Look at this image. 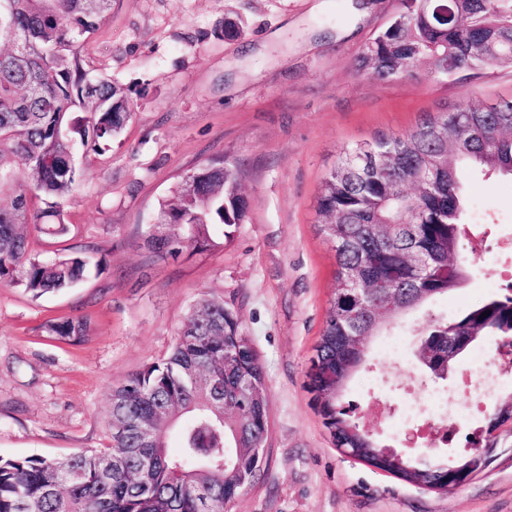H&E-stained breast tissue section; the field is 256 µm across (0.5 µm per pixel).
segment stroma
<instances>
[{
    "mask_svg": "<svg viewBox=\"0 0 512 512\" xmlns=\"http://www.w3.org/2000/svg\"><path fill=\"white\" fill-rule=\"evenodd\" d=\"M401 0H112L81 48L85 68L133 88L138 106L120 139L80 156L91 173L65 207L69 236L34 235L32 255L62 248L93 263L75 288L35 298L0 283V456L62 458L107 446L109 390L159 362L203 296L239 317L265 373L269 432L262 476L227 512H512V434L489 464L446 492L424 491L333 447L306 389V371L336 287L335 252L316 198L340 151L407 132L426 112L512 97V67L480 76L382 81L357 71L366 44ZM236 21L238 37L224 35ZM235 161L247 217L233 244L161 258L138 233L181 178L208 159ZM466 220L495 241L512 229V177L463 175ZM512 281L484 256L464 288L405 315L414 328L458 317ZM84 318L78 344L46 336L50 320ZM372 337L347 397L387 436L399 401L425 389L461 397L415 359L379 360Z\"/></svg>",
    "mask_w": 512,
    "mask_h": 512,
    "instance_id": "1",
    "label": "stroma"
}]
</instances>
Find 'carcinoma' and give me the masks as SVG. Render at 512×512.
Returning a JSON list of instances; mask_svg holds the SVG:
<instances>
[{"label": "carcinoma", "mask_w": 512, "mask_h": 512, "mask_svg": "<svg viewBox=\"0 0 512 512\" xmlns=\"http://www.w3.org/2000/svg\"><path fill=\"white\" fill-rule=\"evenodd\" d=\"M112 0H0V282L34 297L72 288L89 260L79 253L31 255L33 233H70L64 204L87 180L77 156L89 145L120 137L136 104L128 87L90 76L80 48L104 23ZM450 26L401 0L400 11L364 48L360 69L392 80L424 64L435 80L480 71L488 59L512 64V0H457ZM486 112L466 103L423 115L409 131L347 147L325 174L316 201L320 231L336 257V290L307 369V389L334 446L364 464L387 468L386 445L360 424L357 406L343 404L366 350L350 336H374L408 311L462 287L472 240L463 224L461 174L478 167L512 175V100ZM145 225L143 245L157 255L227 248L244 223L240 170L224 158L186 174ZM424 266L413 263V257ZM489 312L484 317L482 313ZM87 321L49 322L64 342L86 336ZM417 349L432 373L448 366V337H494L512 349V295L486 297L458 318L432 320ZM108 432L98 450L65 458L0 456V512H224L258 479L268 432L263 369L236 314L207 296L192 307L161 362L112 386ZM505 421L490 412L467 440L491 449ZM151 429L153 440L140 428ZM175 429L179 446L169 448ZM488 457L461 468L426 461L401 480L443 491L474 477Z\"/></svg>", "instance_id": "cac0c4a2"}]
</instances>
